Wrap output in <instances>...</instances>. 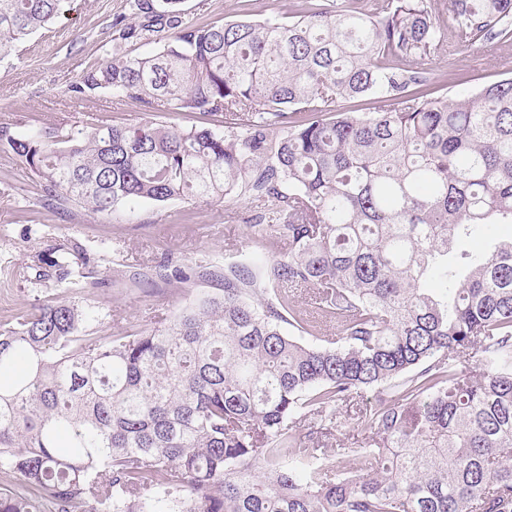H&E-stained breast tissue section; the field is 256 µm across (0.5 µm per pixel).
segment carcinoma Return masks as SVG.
<instances>
[{
    "mask_svg": "<svg viewBox=\"0 0 512 512\" xmlns=\"http://www.w3.org/2000/svg\"><path fill=\"white\" fill-rule=\"evenodd\" d=\"M67 2L0 0V57ZM179 4L128 0L117 40L158 50L70 91L226 128L0 126V152L57 209L248 196L288 255L196 264L223 293L150 330L114 335L65 293L1 325L0 474L18 485L0 512H512V238L484 259L458 249L512 224V78L428 93L436 0L223 24ZM450 8L462 43L512 38V0ZM366 96L384 107L336 109ZM51 268L66 290L101 285L65 256ZM287 285L313 287L314 311ZM363 389L348 448L341 409Z\"/></svg>",
    "mask_w": 512,
    "mask_h": 512,
    "instance_id": "1",
    "label": "carcinoma"
}]
</instances>
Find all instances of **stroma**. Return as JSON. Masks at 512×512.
<instances>
[{
    "mask_svg": "<svg viewBox=\"0 0 512 512\" xmlns=\"http://www.w3.org/2000/svg\"><path fill=\"white\" fill-rule=\"evenodd\" d=\"M301 0H183L187 18L196 22L291 16ZM126 11V0H74L52 32L33 34L0 61V126L21 135L49 124H73L83 115L102 114L104 122L134 125L172 122L180 126L219 127L223 115L146 111L136 102L115 101L108 92L83 98L69 89L90 65L112 55L145 54L148 44L116 45L112 20ZM512 57V40L494 45L459 43L448 37L428 60L429 88L454 99L505 78L499 56ZM245 200L230 196L205 203L140 204L135 212L95 215L76 205L49 207L34 177L8 153L0 152V324L19 309L56 295L46 273L47 260L70 251L98 279L97 288L76 289V299L112 318L114 333L152 328L199 293L223 288L222 279L199 278L180 293L164 280L140 285L130 272L164 264L184 269L202 255L263 252L285 255L283 239L254 233Z\"/></svg>",
    "mask_w": 512,
    "mask_h": 512,
    "instance_id": "stroma-1",
    "label": "stroma"
}]
</instances>
